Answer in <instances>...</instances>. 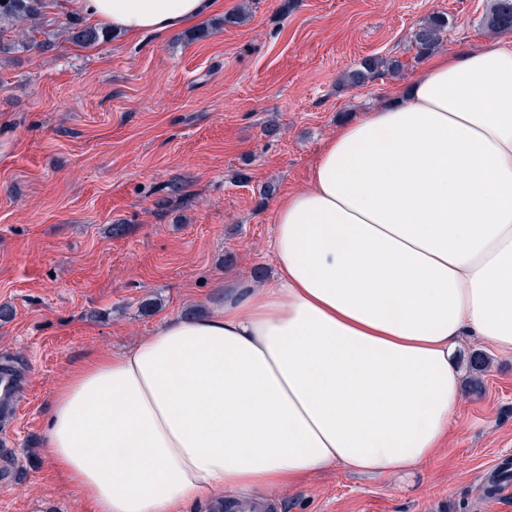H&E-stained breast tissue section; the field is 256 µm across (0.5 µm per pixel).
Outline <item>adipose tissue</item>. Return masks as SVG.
<instances>
[{"label":"adipose tissue","mask_w":512,"mask_h":512,"mask_svg":"<svg viewBox=\"0 0 512 512\" xmlns=\"http://www.w3.org/2000/svg\"><path fill=\"white\" fill-rule=\"evenodd\" d=\"M217 0H82L166 37ZM263 283L86 360L44 440L91 512H184L338 465L410 473L448 439L464 336L512 351V39L433 58L279 199Z\"/></svg>","instance_id":"obj_1"}]
</instances>
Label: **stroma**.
I'll use <instances>...</instances> for the list:
<instances>
[{"label": "stroma", "mask_w": 512, "mask_h": 512, "mask_svg": "<svg viewBox=\"0 0 512 512\" xmlns=\"http://www.w3.org/2000/svg\"><path fill=\"white\" fill-rule=\"evenodd\" d=\"M191 30L109 34L0 60V357L23 377L0 423L14 485L0 512H88L43 453L51 397L88 357L121 353L161 320L219 306L228 278L274 273L277 200L302 188L346 121L379 107L426 59L410 36L448 16L444 52L496 37L493 0H223ZM383 56L397 76L350 89L344 71ZM183 193L157 201L171 181ZM484 387L466 393L444 447L413 473L331 467L271 490L273 512H512V482L483 490L512 458V353L464 337L454 357Z\"/></svg>", "instance_id": "35a3bbf8"}]
</instances>
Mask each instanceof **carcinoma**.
<instances>
[{
	"label": "carcinoma",
	"mask_w": 512,
	"mask_h": 512,
	"mask_svg": "<svg viewBox=\"0 0 512 512\" xmlns=\"http://www.w3.org/2000/svg\"><path fill=\"white\" fill-rule=\"evenodd\" d=\"M57 0H5L0 2V57L36 48L51 52L60 37L83 45H93L106 33L85 23L78 16H66V21L52 16ZM487 25L500 32H512V0H494ZM448 17L435 13L414 30L412 41L415 57L433 53L444 43ZM43 39H37V36ZM407 63L399 58L371 57L356 68L344 73V82L358 88L381 75H394L405 69Z\"/></svg>",
	"instance_id": "1"
}]
</instances>
